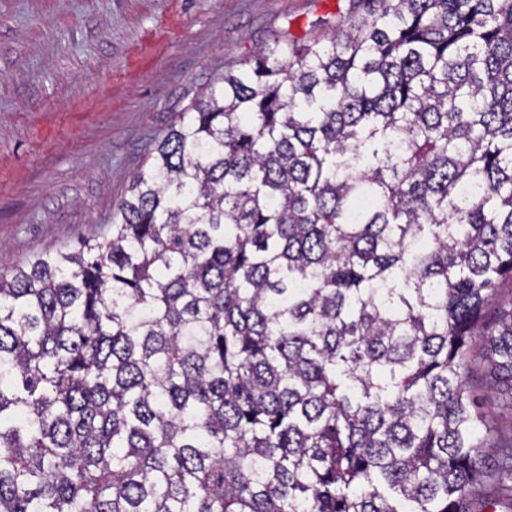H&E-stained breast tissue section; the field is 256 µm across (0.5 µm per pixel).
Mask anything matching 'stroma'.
I'll return each mask as SVG.
<instances>
[{
    "label": "stroma",
    "instance_id": "stroma-1",
    "mask_svg": "<svg viewBox=\"0 0 512 512\" xmlns=\"http://www.w3.org/2000/svg\"><path fill=\"white\" fill-rule=\"evenodd\" d=\"M358 0H0V270L106 229L181 112Z\"/></svg>",
    "mask_w": 512,
    "mask_h": 512
}]
</instances>
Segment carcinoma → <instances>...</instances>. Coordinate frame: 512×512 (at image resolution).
<instances>
[{
	"label": "carcinoma",
	"instance_id": "cac0c4a2",
	"mask_svg": "<svg viewBox=\"0 0 512 512\" xmlns=\"http://www.w3.org/2000/svg\"><path fill=\"white\" fill-rule=\"evenodd\" d=\"M365 5L0 271V512H512V0Z\"/></svg>",
	"mask_w": 512,
	"mask_h": 512
}]
</instances>
